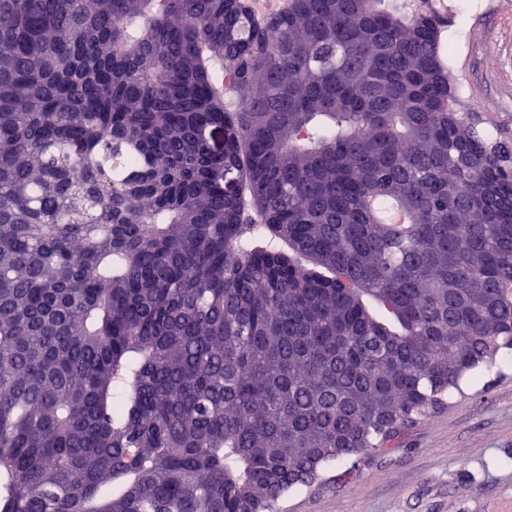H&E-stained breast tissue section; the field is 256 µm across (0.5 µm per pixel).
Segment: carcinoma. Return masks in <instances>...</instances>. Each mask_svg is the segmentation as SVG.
Segmentation results:
<instances>
[{
  "mask_svg": "<svg viewBox=\"0 0 512 512\" xmlns=\"http://www.w3.org/2000/svg\"><path fill=\"white\" fill-rule=\"evenodd\" d=\"M441 26L0 0V512H274L512 351V165Z\"/></svg>",
  "mask_w": 512,
  "mask_h": 512,
  "instance_id": "carcinoma-1",
  "label": "carcinoma"
}]
</instances>
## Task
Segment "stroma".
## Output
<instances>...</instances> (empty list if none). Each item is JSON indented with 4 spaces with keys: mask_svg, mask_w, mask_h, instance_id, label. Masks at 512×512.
Returning a JSON list of instances; mask_svg holds the SVG:
<instances>
[{
    "mask_svg": "<svg viewBox=\"0 0 512 512\" xmlns=\"http://www.w3.org/2000/svg\"><path fill=\"white\" fill-rule=\"evenodd\" d=\"M456 2L441 56L475 120H493L498 144L511 148L512 0L477 17ZM460 386L395 448L326 465L280 512H512V361L479 367Z\"/></svg>",
    "mask_w": 512,
    "mask_h": 512,
    "instance_id": "35a3bbf8",
    "label": "stroma"
}]
</instances>
